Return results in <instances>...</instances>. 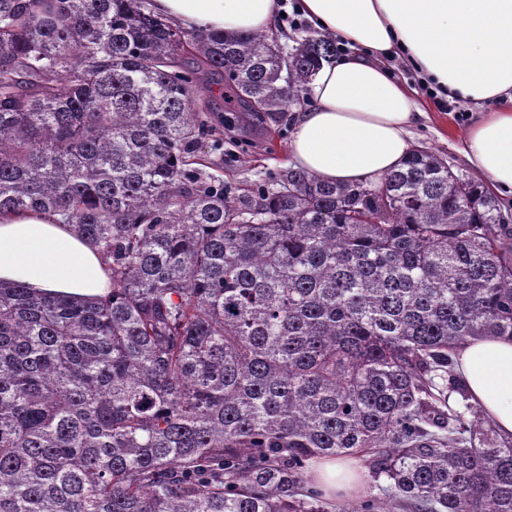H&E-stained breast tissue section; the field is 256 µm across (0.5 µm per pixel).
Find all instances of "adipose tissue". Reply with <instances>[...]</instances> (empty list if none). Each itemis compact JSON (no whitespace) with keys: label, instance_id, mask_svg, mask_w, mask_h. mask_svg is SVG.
Here are the masks:
<instances>
[{"label":"adipose tissue","instance_id":"1","mask_svg":"<svg viewBox=\"0 0 512 512\" xmlns=\"http://www.w3.org/2000/svg\"><path fill=\"white\" fill-rule=\"evenodd\" d=\"M283 8L282 0H151L154 14L195 33L268 32ZM296 9L349 52L322 63L308 86L314 105L296 114L289 141L295 166L326 182L374 184L405 160L425 113L393 74L399 58L436 94L499 102L472 121L463 156L482 183L512 194V0H298ZM19 283L74 301L111 288L91 243L38 210L0 212V284ZM457 361L470 402L512 438V341L467 340ZM309 478L329 497L350 500L364 488L358 468L335 460L313 462Z\"/></svg>","mask_w":512,"mask_h":512}]
</instances>
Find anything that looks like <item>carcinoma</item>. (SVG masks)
Listing matches in <instances>:
<instances>
[{
	"label": "carcinoma",
	"instance_id": "carcinoma-1",
	"mask_svg": "<svg viewBox=\"0 0 512 512\" xmlns=\"http://www.w3.org/2000/svg\"><path fill=\"white\" fill-rule=\"evenodd\" d=\"M146 2L0 0V212L58 217L112 285H0V512H328L305 467L348 457L383 512H512V440L455 373L464 341L512 339V218L420 146L376 186L225 189L196 72L274 119L335 43Z\"/></svg>",
	"mask_w": 512,
	"mask_h": 512
}]
</instances>
